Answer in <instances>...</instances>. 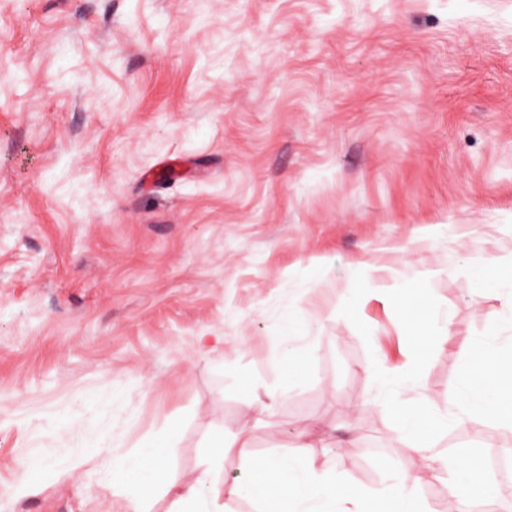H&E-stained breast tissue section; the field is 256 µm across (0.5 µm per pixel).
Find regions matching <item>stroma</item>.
<instances>
[{
	"instance_id": "obj_1",
	"label": "stroma",
	"mask_w": 512,
	"mask_h": 512,
	"mask_svg": "<svg viewBox=\"0 0 512 512\" xmlns=\"http://www.w3.org/2000/svg\"><path fill=\"white\" fill-rule=\"evenodd\" d=\"M466 254L512 261V0H0V512H124L98 449L166 427L183 482L211 438L262 458L303 428L360 485L408 469L370 401L405 318L343 310L371 269L404 295L430 273L445 411L501 308ZM290 321L309 376L247 413ZM434 443L512 457L485 419Z\"/></svg>"
}]
</instances>
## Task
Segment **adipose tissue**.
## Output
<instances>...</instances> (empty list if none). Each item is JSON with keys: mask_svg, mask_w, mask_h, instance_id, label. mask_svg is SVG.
Segmentation results:
<instances>
[{"mask_svg": "<svg viewBox=\"0 0 512 512\" xmlns=\"http://www.w3.org/2000/svg\"><path fill=\"white\" fill-rule=\"evenodd\" d=\"M462 268L474 274L477 297L492 295L501 300L507 325L491 328L473 348L468 370L458 379L442 413L429 411L423 400H403L402 391L418 385L428 351L447 344V321L437 316L428 300L392 295L385 284L371 280L363 283L364 290L410 319L411 366L403 372L378 371L372 400L396 413L409 447L420 459L433 446V428L450 422L486 418L512 430V378L501 373L505 363H512V342L505 346L499 343L503 329L512 330V265L490 257H468ZM172 445V432L164 429L143 436L128 449L120 443L106 448L110 463L102 478L111 485L113 494L124 499L125 512H149V502L158 494L172 496V512H223L224 501L240 494L238 484L220 479L224 462L231 455L251 463L252 512H366L367 503L377 497L390 503L392 512H431L420 495L419 478L403 471L389 474L378 489L358 486L336 468L321 465L303 431L291 451L262 459L255 458L247 439L230 444L216 439L205 467L188 483L178 482L170 470ZM453 467L447 512H471L474 501L495 497L494 484L476 465L474 456L455 458Z\"/></svg>", "mask_w": 512, "mask_h": 512, "instance_id": "ef3b65f1", "label": "adipose tissue"}]
</instances>
